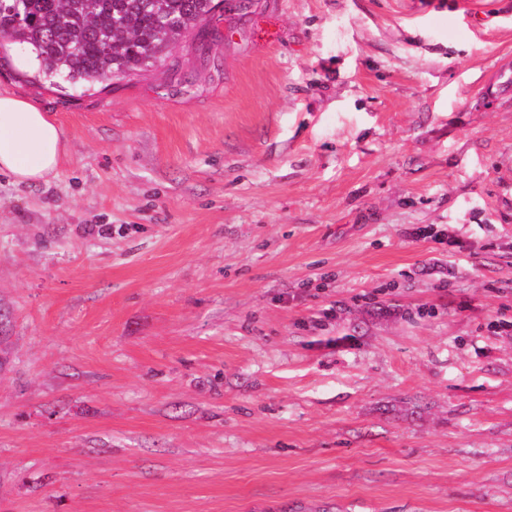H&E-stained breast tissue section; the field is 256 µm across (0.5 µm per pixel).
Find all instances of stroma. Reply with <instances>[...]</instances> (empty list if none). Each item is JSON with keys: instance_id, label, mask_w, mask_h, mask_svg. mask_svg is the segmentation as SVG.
<instances>
[{"instance_id": "1", "label": "stroma", "mask_w": 512, "mask_h": 512, "mask_svg": "<svg viewBox=\"0 0 512 512\" xmlns=\"http://www.w3.org/2000/svg\"><path fill=\"white\" fill-rule=\"evenodd\" d=\"M0 91V512H512V0H254ZM67 144L60 125L28 98L0 92V173L37 184L60 173Z\"/></svg>"}]
</instances>
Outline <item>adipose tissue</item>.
<instances>
[{
    "instance_id": "1",
    "label": "adipose tissue",
    "mask_w": 512,
    "mask_h": 512,
    "mask_svg": "<svg viewBox=\"0 0 512 512\" xmlns=\"http://www.w3.org/2000/svg\"><path fill=\"white\" fill-rule=\"evenodd\" d=\"M67 154L64 132L30 99L0 92V173L19 184L58 175Z\"/></svg>"
}]
</instances>
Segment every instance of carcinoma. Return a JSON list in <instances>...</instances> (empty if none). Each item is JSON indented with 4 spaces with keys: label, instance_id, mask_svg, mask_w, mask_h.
Returning a JSON list of instances; mask_svg holds the SVG:
<instances>
[{
    "label": "carcinoma",
    "instance_id": "obj_1",
    "mask_svg": "<svg viewBox=\"0 0 512 512\" xmlns=\"http://www.w3.org/2000/svg\"><path fill=\"white\" fill-rule=\"evenodd\" d=\"M225 0H0V42L25 44L39 75L92 88L148 72L201 36Z\"/></svg>",
    "mask_w": 512,
    "mask_h": 512
}]
</instances>
